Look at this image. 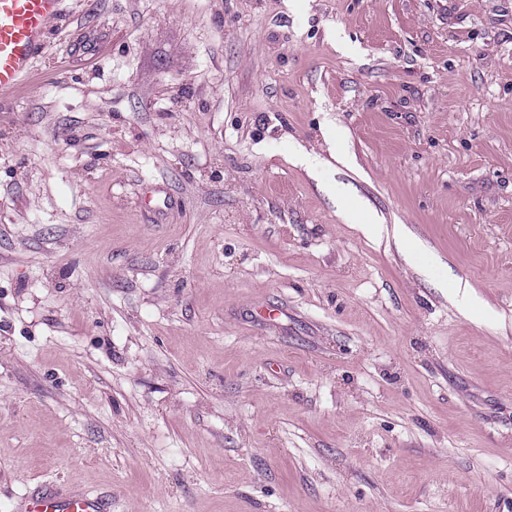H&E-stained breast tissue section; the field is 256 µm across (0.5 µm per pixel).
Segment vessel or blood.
<instances>
[{
    "instance_id": "1",
    "label": "vessel or blood",
    "mask_w": 512,
    "mask_h": 512,
    "mask_svg": "<svg viewBox=\"0 0 512 512\" xmlns=\"http://www.w3.org/2000/svg\"><path fill=\"white\" fill-rule=\"evenodd\" d=\"M63 0H0V95L18 88L30 75L44 39L62 15ZM27 512H104L98 498L43 491Z\"/></svg>"
}]
</instances>
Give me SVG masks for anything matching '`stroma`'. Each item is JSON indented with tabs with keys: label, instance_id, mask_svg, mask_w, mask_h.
<instances>
[{
	"label": "stroma",
	"instance_id": "35a3bbf8",
	"mask_svg": "<svg viewBox=\"0 0 512 512\" xmlns=\"http://www.w3.org/2000/svg\"><path fill=\"white\" fill-rule=\"evenodd\" d=\"M48 487L512 512V0H64L0 98V512Z\"/></svg>",
	"mask_w": 512,
	"mask_h": 512
}]
</instances>
